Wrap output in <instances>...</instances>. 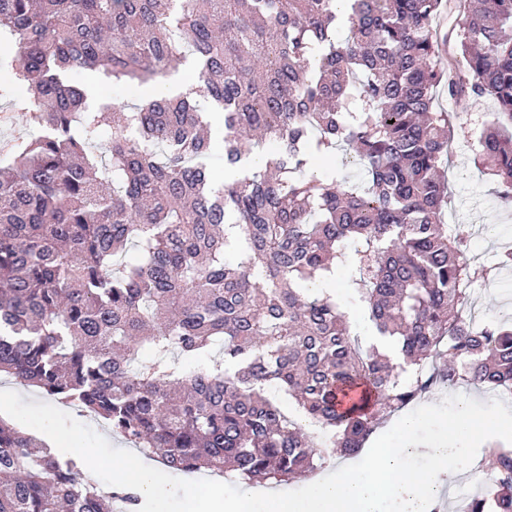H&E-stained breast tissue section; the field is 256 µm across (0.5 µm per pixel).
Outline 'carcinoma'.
Segmentation results:
<instances>
[{"label": "carcinoma", "mask_w": 512, "mask_h": 512, "mask_svg": "<svg viewBox=\"0 0 512 512\" xmlns=\"http://www.w3.org/2000/svg\"><path fill=\"white\" fill-rule=\"evenodd\" d=\"M442 2L0 0V63L26 91L0 84V103L33 128L0 147V374L172 471L251 482L357 454L439 386L511 389L512 323L466 319L465 285L489 271L439 222L450 137L435 97L494 100L476 159L511 202L512 0H456L445 35ZM189 58L197 86L134 105L93 110L64 80L156 83ZM210 109L237 175L219 188ZM342 145L362 190L307 172ZM341 269L397 363L317 288ZM482 473L464 512H512V449H490ZM118 502L141 506L0 420V512ZM0 389H8L17 392L18 394L23 396V400L26 403H30L35 399L42 402L53 404L62 411L72 415L78 421L92 427L105 438H111L113 446L124 449H136L131 443H128L125 440L116 437L115 435H112V433L106 427L89 419V417H86L84 414L80 415L78 411L62 405L57 399L45 395L37 388L20 385L14 379H12L10 376L6 374H2L0 376Z\"/></svg>", "instance_id": "cac0c4a2"}]
</instances>
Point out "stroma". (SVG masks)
I'll use <instances>...</instances> for the list:
<instances>
[{
    "label": "stroma",
    "instance_id": "stroma-1",
    "mask_svg": "<svg viewBox=\"0 0 512 512\" xmlns=\"http://www.w3.org/2000/svg\"><path fill=\"white\" fill-rule=\"evenodd\" d=\"M438 107L453 126L452 154L448 159V203L442 214L446 224L458 225L471 253L494 270L490 281L472 288L470 301L479 321L512 319V268H498L499 256L512 247V203H504L494 176L474 162V148L485 121L494 111L491 99L440 95Z\"/></svg>",
    "mask_w": 512,
    "mask_h": 512
}]
</instances>
